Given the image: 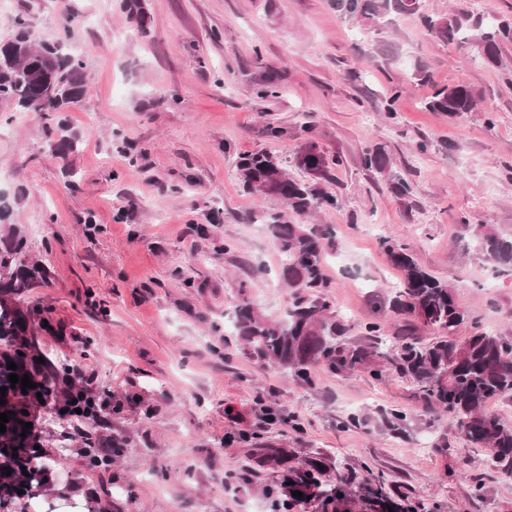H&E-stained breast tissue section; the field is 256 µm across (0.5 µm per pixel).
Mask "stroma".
<instances>
[{
  "label": "stroma",
  "instance_id": "1",
  "mask_svg": "<svg viewBox=\"0 0 512 512\" xmlns=\"http://www.w3.org/2000/svg\"><path fill=\"white\" fill-rule=\"evenodd\" d=\"M419 5L420 14L512 17V0ZM144 7L141 29L122 0H13L0 13L2 41L20 19L38 42L65 38L67 18L83 22L74 39L90 92L66 115L78 147L53 157L54 121L18 119L0 101V168L9 172L0 194L28 258L49 271L29 299L51 308L64 333L43 336V350L79 364L94 394L124 403L96 427L104 442L127 440L108 466L90 465L79 440L62 447L65 426L40 412L55 459L51 494L81 512H269L262 488L279 448L297 465L322 459L330 479L337 465L368 464L439 512H512V479L448 417L425 412L409 382L319 371L307 389L259 362L233 330L242 299L274 320L291 293L285 258L261 224L286 206L243 190L238 157L291 159L309 141L329 162L323 187L338 204L308 222L332 232L326 272L349 340L366 343L367 323L391 333L399 322L389 296L401 273L385 238L453 287L473 317L458 336L512 334V275L484 286L494 266L463 223L512 236V43L495 66L433 37L420 15L373 23L342 14L336 0ZM264 70L276 74L278 96L255 83ZM460 84L480 92L476 111L428 109L436 88ZM272 127L284 136H269ZM369 147L384 150L385 170L363 167ZM402 180L409 194L396 191ZM393 410L412 416L405 435L385 425ZM238 429L259 437L227 442Z\"/></svg>",
  "mask_w": 512,
  "mask_h": 512
}]
</instances>
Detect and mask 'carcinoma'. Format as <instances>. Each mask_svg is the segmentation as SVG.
<instances>
[{"label": "carcinoma", "instance_id": "1", "mask_svg": "<svg viewBox=\"0 0 512 512\" xmlns=\"http://www.w3.org/2000/svg\"><path fill=\"white\" fill-rule=\"evenodd\" d=\"M338 8L350 16L382 18L389 11L414 14L418 0H337ZM127 18L144 27L141 0H124ZM430 34L446 42H459L473 48L489 63L501 60L502 48L512 43V20L487 21L470 14L421 16ZM88 92L84 60L68 50L64 42L35 44L26 31L25 21H17L14 36L0 41V100H10L28 112L53 114L79 106ZM479 94L466 85L444 86L428 102L434 112L450 117L473 112ZM58 139L52 146L55 157L64 160L77 145L68 126L57 123ZM368 169L383 170L387 156L378 149L363 154ZM295 165L309 180L288 176L277 156L266 151L246 152L237 164L244 190L282 200L297 217H308L324 206H334L337 198L325 192L321 181L327 178L323 154L312 143L300 147ZM263 224L283 252L284 279L291 288L284 318L272 320L242 298L235 318L237 335L248 345L250 354L262 364H272L289 373L300 385L312 388L311 369L322 368L337 377L356 371L379 378L386 373L409 379L416 397L427 412L448 415L462 440L487 450L492 466L512 477V428L486 410L488 401L512 399V336L476 332L462 340L456 329L470 320V313L457 302L453 288L423 269L409 252L407 244L392 238L382 245L393 265L402 273L400 288L390 301L391 310L402 321L399 333L383 351L380 323L365 325L372 346L346 342L343 323L331 315L330 282L325 274V239L321 231L302 222L293 223L281 212L267 215ZM481 248L497 269L512 274V237L501 236L493 228L478 231ZM24 235L16 227L4 229L0 237V387L6 388L0 413L11 412L6 432L0 433V510L10 509L21 496L47 491L46 477L53 458L34 449L40 444L36 429L21 436L24 424L35 422L38 403L65 414L73 421L98 416L100 405L89 390V383L72 366L54 361L41 349L35 337L61 335L64 327L55 323L51 309L30 304L26 295L45 277L44 267L26 259ZM433 332L425 340L422 328ZM44 359L40 363L37 358ZM14 362L17 369L8 368ZM29 376L36 387L22 393L21 384L9 382V375ZM42 397H37V394ZM81 409L78 414L75 409ZM82 448L94 464H107L97 448L100 439L93 431L80 430ZM7 452H2V449ZM284 466L281 476L263 487L271 512H432L374 474L365 465L336 469V480L324 479L323 464ZM11 474H6V470ZM23 494H18V491ZM300 491L303 497L293 496Z\"/></svg>", "mask_w": 512, "mask_h": 512}]
</instances>
